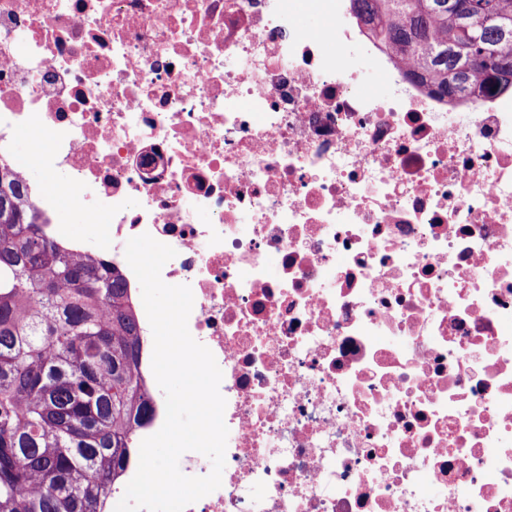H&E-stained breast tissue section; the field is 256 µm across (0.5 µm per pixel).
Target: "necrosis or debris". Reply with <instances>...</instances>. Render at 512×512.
Instances as JSON below:
<instances>
[{
  "mask_svg": "<svg viewBox=\"0 0 512 512\" xmlns=\"http://www.w3.org/2000/svg\"><path fill=\"white\" fill-rule=\"evenodd\" d=\"M321 2L314 34L299 0H0V163L42 143L100 223L38 186L44 234L120 271L144 335L126 243L175 249L229 430L186 512H512V95H433ZM82 213L69 203H59L55 209L57 224H65L66 227L78 238L92 240L98 234L95 224H83Z\"/></svg>",
  "mask_w": 512,
  "mask_h": 512,
  "instance_id": "1",
  "label": "necrosis or debris"
}]
</instances>
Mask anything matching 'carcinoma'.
<instances>
[{"mask_svg": "<svg viewBox=\"0 0 512 512\" xmlns=\"http://www.w3.org/2000/svg\"><path fill=\"white\" fill-rule=\"evenodd\" d=\"M443 0H350L441 96L512 92V0L468 41ZM0 164V512H107L152 396L121 274L43 236Z\"/></svg>", "mask_w": 512, "mask_h": 512, "instance_id": "cac0c4a2", "label": "carcinoma"}]
</instances>
